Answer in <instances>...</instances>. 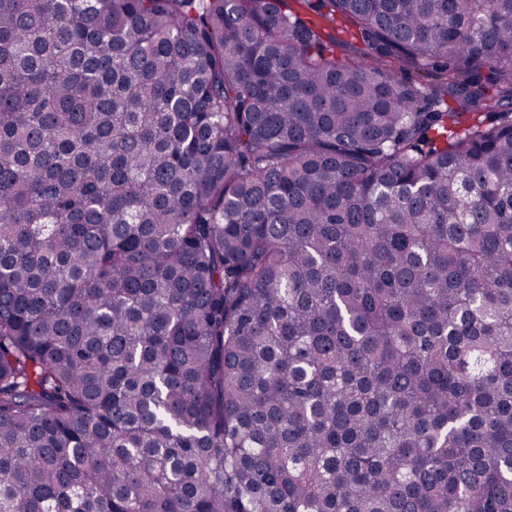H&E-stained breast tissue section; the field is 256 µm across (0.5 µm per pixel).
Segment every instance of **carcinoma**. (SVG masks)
I'll list each match as a JSON object with an SVG mask.
<instances>
[{
  "instance_id": "carcinoma-1",
  "label": "carcinoma",
  "mask_w": 512,
  "mask_h": 512,
  "mask_svg": "<svg viewBox=\"0 0 512 512\" xmlns=\"http://www.w3.org/2000/svg\"><path fill=\"white\" fill-rule=\"evenodd\" d=\"M295 2L0 0V512H512V0Z\"/></svg>"
}]
</instances>
